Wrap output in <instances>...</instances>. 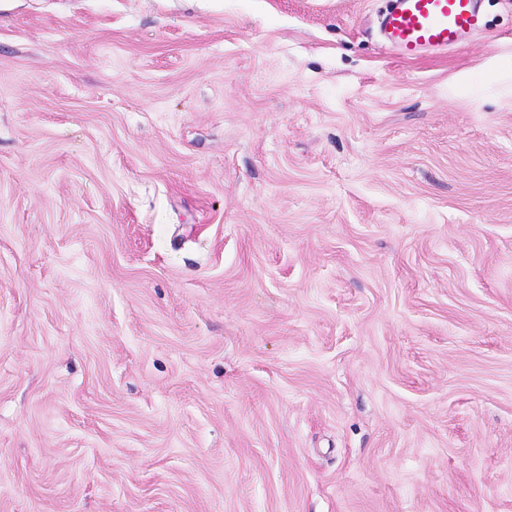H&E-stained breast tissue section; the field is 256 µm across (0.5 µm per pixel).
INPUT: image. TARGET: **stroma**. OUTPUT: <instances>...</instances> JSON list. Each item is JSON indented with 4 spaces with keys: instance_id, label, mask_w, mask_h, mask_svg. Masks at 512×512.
<instances>
[{
    "instance_id": "stroma-1",
    "label": "stroma",
    "mask_w": 512,
    "mask_h": 512,
    "mask_svg": "<svg viewBox=\"0 0 512 512\" xmlns=\"http://www.w3.org/2000/svg\"><path fill=\"white\" fill-rule=\"evenodd\" d=\"M0 0V512H512V0ZM382 39L404 60L448 52L484 26L478 0H389Z\"/></svg>"
}]
</instances>
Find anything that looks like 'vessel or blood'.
<instances>
[{"label":"vessel or blood","mask_w":512,"mask_h":512,"mask_svg":"<svg viewBox=\"0 0 512 512\" xmlns=\"http://www.w3.org/2000/svg\"><path fill=\"white\" fill-rule=\"evenodd\" d=\"M483 25L478 0H388L380 34L402 59L416 60L460 46Z\"/></svg>","instance_id":"vessel-or-blood-1"}]
</instances>
